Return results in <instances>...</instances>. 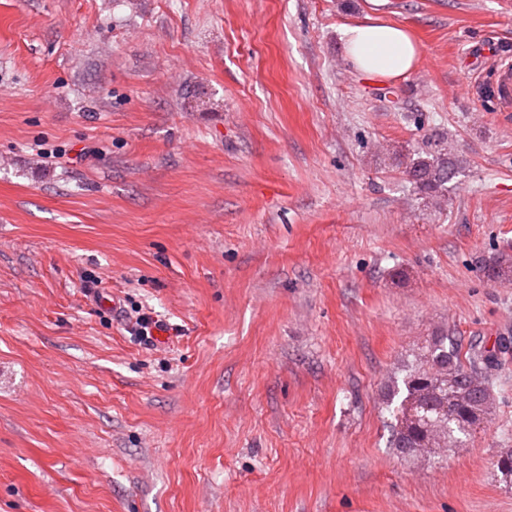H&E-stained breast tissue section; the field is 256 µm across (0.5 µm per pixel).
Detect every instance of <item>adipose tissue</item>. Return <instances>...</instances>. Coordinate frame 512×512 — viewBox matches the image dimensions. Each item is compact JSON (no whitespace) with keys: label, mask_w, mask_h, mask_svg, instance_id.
<instances>
[{"label":"adipose tissue","mask_w":512,"mask_h":512,"mask_svg":"<svg viewBox=\"0 0 512 512\" xmlns=\"http://www.w3.org/2000/svg\"><path fill=\"white\" fill-rule=\"evenodd\" d=\"M340 34L351 67L378 81L403 79L418 63L419 48L401 25L369 17L343 26Z\"/></svg>","instance_id":"1"}]
</instances>
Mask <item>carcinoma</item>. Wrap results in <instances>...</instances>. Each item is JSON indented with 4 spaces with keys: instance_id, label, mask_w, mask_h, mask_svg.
<instances>
[{
    "instance_id": "1",
    "label": "carcinoma",
    "mask_w": 512,
    "mask_h": 512,
    "mask_svg": "<svg viewBox=\"0 0 512 512\" xmlns=\"http://www.w3.org/2000/svg\"><path fill=\"white\" fill-rule=\"evenodd\" d=\"M460 163L451 154L440 153L412 160L409 174L417 188L433 197L448 191L459 173ZM491 282L512 280V255L498 252L480 260ZM512 352L503 345L480 348L465 358L461 348L440 334L412 353L404 363L402 381H393L385 395L387 404L401 397L395 410L392 448L404 458L418 448L463 446V438L484 429L492 421L493 397L482 371L502 364L501 356ZM503 485L512 489V449L502 448L493 461Z\"/></svg>"
}]
</instances>
